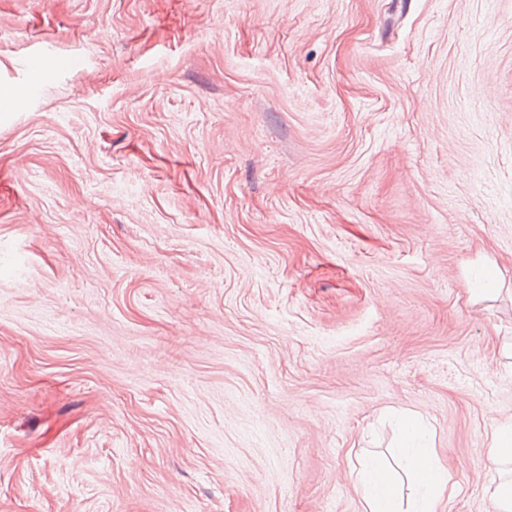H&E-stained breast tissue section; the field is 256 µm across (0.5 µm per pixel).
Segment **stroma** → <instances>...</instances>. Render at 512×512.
Here are the masks:
<instances>
[{"label":"stroma","mask_w":512,"mask_h":512,"mask_svg":"<svg viewBox=\"0 0 512 512\" xmlns=\"http://www.w3.org/2000/svg\"><path fill=\"white\" fill-rule=\"evenodd\" d=\"M0 25V512H364L401 410L444 512H494L512 0H0Z\"/></svg>","instance_id":"stroma-1"}]
</instances>
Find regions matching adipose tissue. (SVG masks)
I'll list each match as a JSON object with an SVG mask.
<instances>
[{
  "mask_svg": "<svg viewBox=\"0 0 512 512\" xmlns=\"http://www.w3.org/2000/svg\"><path fill=\"white\" fill-rule=\"evenodd\" d=\"M400 427L406 449L404 466L419 493L412 512H439L440 501L448 487V472L431 448L417 413L403 411ZM361 487L365 512H403L398 492L379 457L364 459Z\"/></svg>",
  "mask_w": 512,
  "mask_h": 512,
  "instance_id": "1",
  "label": "adipose tissue"
}]
</instances>
